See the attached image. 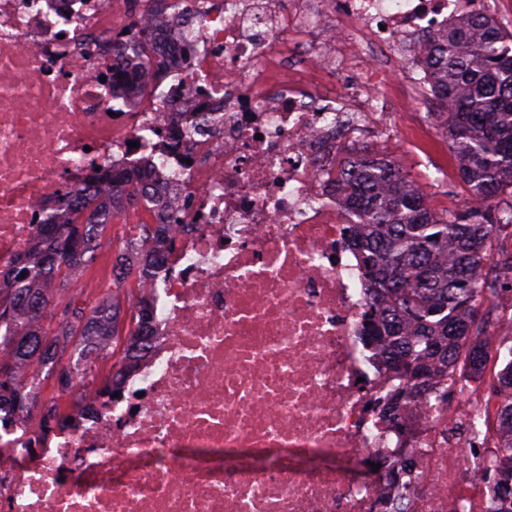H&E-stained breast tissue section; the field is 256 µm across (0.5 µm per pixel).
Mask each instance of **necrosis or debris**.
<instances>
[{"label": "necrosis or debris", "instance_id": "1", "mask_svg": "<svg viewBox=\"0 0 512 512\" xmlns=\"http://www.w3.org/2000/svg\"><path fill=\"white\" fill-rule=\"evenodd\" d=\"M464 0H0V275L96 168L146 173L156 320L122 394L0 429V512H485L459 449L499 455L497 401L460 359L434 392L361 337L369 297L336 169L391 127L367 48L425 63ZM126 47L112 76V39ZM149 46L141 55L140 43ZM448 390L455 404L439 397ZM378 464L359 476L352 458Z\"/></svg>", "mask_w": 512, "mask_h": 512}]
</instances>
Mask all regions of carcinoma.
Segmentation results:
<instances>
[{
  "label": "carcinoma",
  "mask_w": 512,
  "mask_h": 512,
  "mask_svg": "<svg viewBox=\"0 0 512 512\" xmlns=\"http://www.w3.org/2000/svg\"><path fill=\"white\" fill-rule=\"evenodd\" d=\"M426 61V84L443 118V134L457 157L459 178L468 187L465 204L448 214L429 209L421 186L397 161L365 150L348 158L336 175V193L346 206L351 240L366 286L372 295L364 312L370 337L385 343L403 387L394 400L424 388L437 370L453 371L461 349L480 370L484 352L480 338L501 322L499 299L512 291V251L494 242L512 227V32L479 10L448 23L432 34ZM129 186L126 202L144 189L101 169L94 174ZM126 213L112 203L76 197L60 219L41 227L40 237L18 261L10 277L7 301L0 300V351L15 362H35L37 371L20 382L11 364L0 362V427L10 412L24 407L28 392L42 376L55 379L64 395L75 382L94 376L93 354L100 355L104 337L118 335L119 311L109 299L86 317L87 304L71 297L58 311L47 313L50 290L73 269L93 261L106 228ZM152 265L145 257L138 271L124 266L117 281L137 283ZM148 314L132 312L126 348L113 362H132ZM80 349L86 363L63 361L67 349ZM493 390L505 392L498 419L505 430V453L481 472L492 480L490 512H512V345Z\"/></svg>",
  "instance_id": "cac0c4a2"
}]
</instances>
